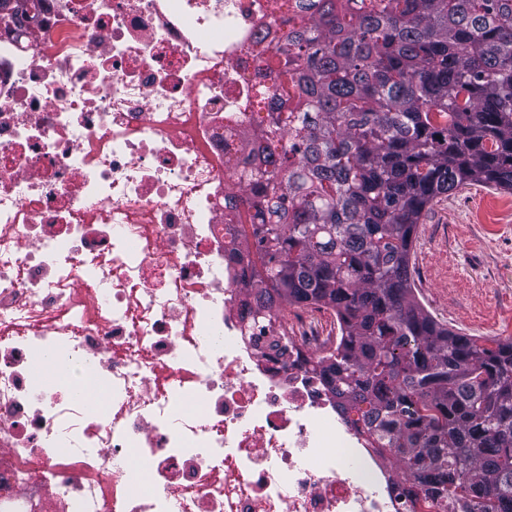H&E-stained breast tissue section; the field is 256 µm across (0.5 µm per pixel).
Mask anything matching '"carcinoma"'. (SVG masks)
Segmentation results:
<instances>
[{"mask_svg": "<svg viewBox=\"0 0 512 512\" xmlns=\"http://www.w3.org/2000/svg\"><path fill=\"white\" fill-rule=\"evenodd\" d=\"M37 8L0 0V17ZM267 39L231 204L252 227L244 317L331 311L336 410L431 506L512 512V340L438 322L410 271L436 198L512 192V0H295Z\"/></svg>", "mask_w": 512, "mask_h": 512, "instance_id": "obj_1", "label": "carcinoma"}]
</instances>
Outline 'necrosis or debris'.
I'll return each instance as SVG.
<instances>
[{"mask_svg":"<svg viewBox=\"0 0 512 512\" xmlns=\"http://www.w3.org/2000/svg\"><path fill=\"white\" fill-rule=\"evenodd\" d=\"M272 19L41 0L0 22V512H429L334 408L320 310L244 333L224 195Z\"/></svg>","mask_w":512,"mask_h":512,"instance_id":"4bbe7bcc","label":"necrosis or debris"}]
</instances>
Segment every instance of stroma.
Listing matches in <instances>:
<instances>
[{"label":"stroma","instance_id":"1","mask_svg":"<svg viewBox=\"0 0 512 512\" xmlns=\"http://www.w3.org/2000/svg\"><path fill=\"white\" fill-rule=\"evenodd\" d=\"M418 297L468 336L512 339V194L480 184L435 200L411 251Z\"/></svg>","mask_w":512,"mask_h":512}]
</instances>
